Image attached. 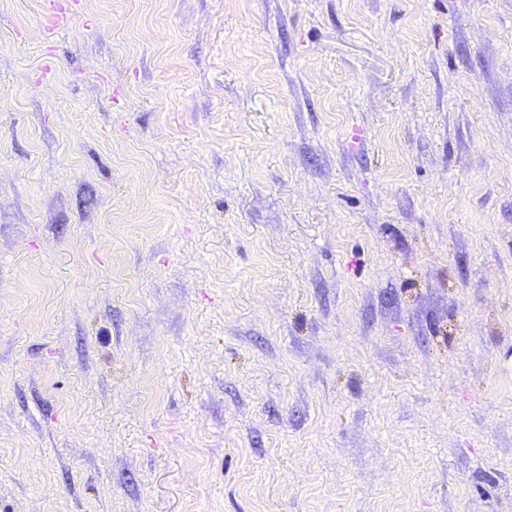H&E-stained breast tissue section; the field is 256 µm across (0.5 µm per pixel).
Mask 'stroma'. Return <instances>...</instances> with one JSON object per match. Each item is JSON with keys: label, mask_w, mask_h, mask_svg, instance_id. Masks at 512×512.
Segmentation results:
<instances>
[{"label": "stroma", "mask_w": 512, "mask_h": 512, "mask_svg": "<svg viewBox=\"0 0 512 512\" xmlns=\"http://www.w3.org/2000/svg\"><path fill=\"white\" fill-rule=\"evenodd\" d=\"M0 512H512V0H0Z\"/></svg>", "instance_id": "35a3bbf8"}]
</instances>
